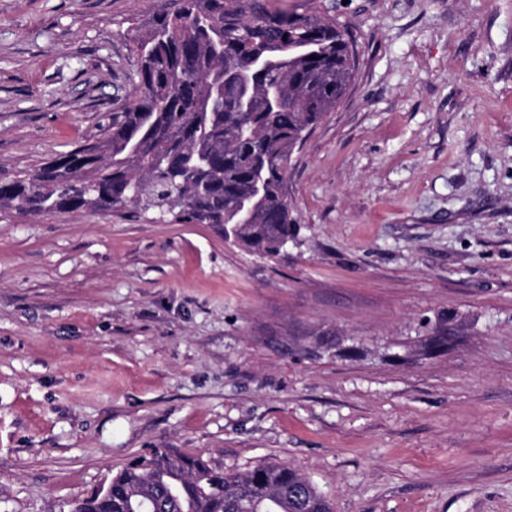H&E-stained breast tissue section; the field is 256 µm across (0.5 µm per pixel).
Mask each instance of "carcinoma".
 Listing matches in <instances>:
<instances>
[{"label": "carcinoma", "mask_w": 512, "mask_h": 512, "mask_svg": "<svg viewBox=\"0 0 512 512\" xmlns=\"http://www.w3.org/2000/svg\"><path fill=\"white\" fill-rule=\"evenodd\" d=\"M130 96L102 134L28 175L0 171V209L153 211L216 224L242 250L277 256L298 235L288 166L332 111L355 60L344 29L319 5L268 0H165L136 28ZM263 184L254 197L255 183ZM331 512L287 466L228 474L198 455L154 448L74 512Z\"/></svg>", "instance_id": "cac0c4a2"}]
</instances>
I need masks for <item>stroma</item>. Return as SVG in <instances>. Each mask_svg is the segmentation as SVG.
I'll return each mask as SVG.
<instances>
[{
    "label": "stroma",
    "instance_id": "obj_1",
    "mask_svg": "<svg viewBox=\"0 0 512 512\" xmlns=\"http://www.w3.org/2000/svg\"><path fill=\"white\" fill-rule=\"evenodd\" d=\"M325 4L356 68L279 256L0 210V512H70L152 448L288 466L331 512H512V0ZM159 5L0 0V169L100 134Z\"/></svg>",
    "mask_w": 512,
    "mask_h": 512
}]
</instances>
